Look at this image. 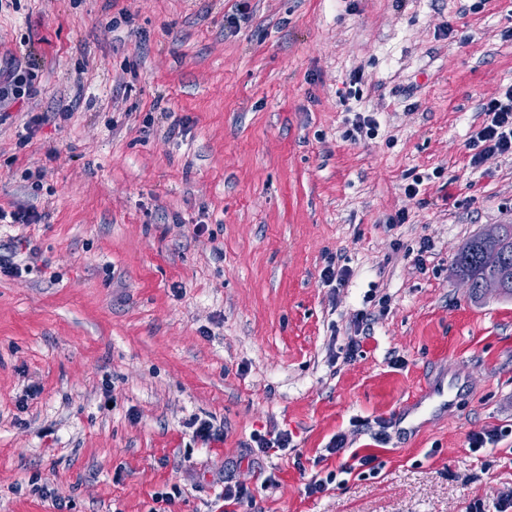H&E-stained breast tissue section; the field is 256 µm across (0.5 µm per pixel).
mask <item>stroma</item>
Instances as JSON below:
<instances>
[{"label": "stroma", "mask_w": 512, "mask_h": 512, "mask_svg": "<svg viewBox=\"0 0 512 512\" xmlns=\"http://www.w3.org/2000/svg\"><path fill=\"white\" fill-rule=\"evenodd\" d=\"M0 66L32 86L5 103L0 206L43 215L0 226L38 250L0 274V512H155L175 486L170 512H224L228 475L248 512L512 493V433L467 440L512 430V297L452 274L512 224V156L469 164L481 104L512 85V0H19ZM453 372L452 410L401 427ZM272 428L292 449L253 460ZM220 497L224 501V507L243 506L245 503L249 506L252 502L249 488L239 481H233L232 477H224V489Z\"/></svg>", "instance_id": "obj_1"}]
</instances>
